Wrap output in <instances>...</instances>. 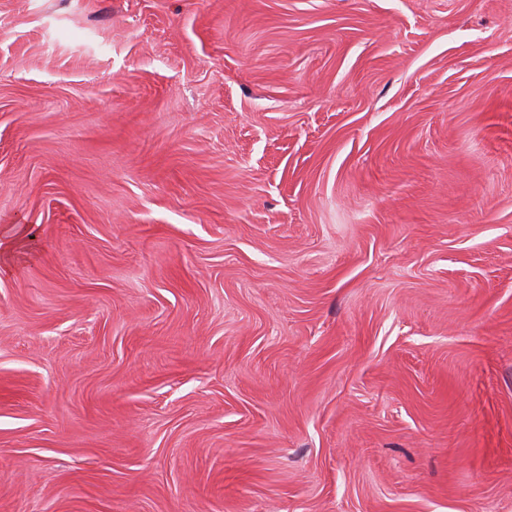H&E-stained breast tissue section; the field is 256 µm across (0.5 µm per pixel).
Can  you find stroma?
<instances>
[{
    "label": "stroma",
    "mask_w": 512,
    "mask_h": 512,
    "mask_svg": "<svg viewBox=\"0 0 512 512\" xmlns=\"http://www.w3.org/2000/svg\"><path fill=\"white\" fill-rule=\"evenodd\" d=\"M0 512H512V0H0Z\"/></svg>",
    "instance_id": "1"
}]
</instances>
